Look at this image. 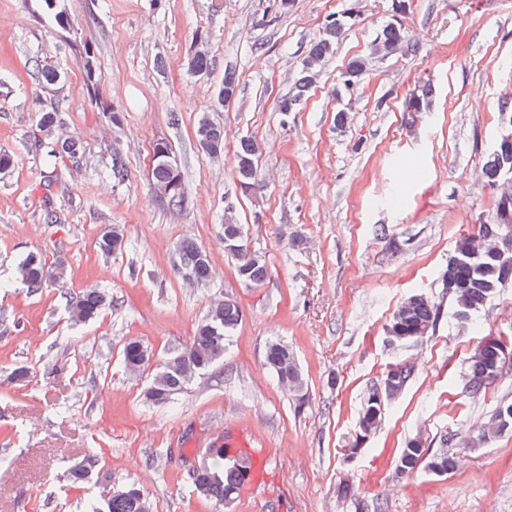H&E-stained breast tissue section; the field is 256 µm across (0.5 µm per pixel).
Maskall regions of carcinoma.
Masks as SVG:
<instances>
[{
	"label": "carcinoma",
	"instance_id": "obj_1",
	"mask_svg": "<svg viewBox=\"0 0 512 512\" xmlns=\"http://www.w3.org/2000/svg\"><path fill=\"white\" fill-rule=\"evenodd\" d=\"M408 0H392V12L397 18L384 25L376 34L369 56L350 59L340 74L343 88L350 92L357 88L362 76L368 70L371 60L389 57L397 52L415 54L419 46L409 40L404 24L398 16L407 13ZM359 16V11L351 7L339 17L330 16L323 27V34L314 41L304 57L293 89L278 102L281 112H291L307 96L311 86L320 74L325 60L333 53L336 44L344 35L347 26ZM90 51H85L83 69L84 81L91 99H100L101 73ZM215 60L207 49L195 52L188 61L193 73L205 72L213 68ZM33 78L42 87L53 86L60 82L61 73L50 66L34 64ZM223 92L237 97L239 76L235 69L224 68ZM68 106L65 100L57 99L50 107L38 111L36 145H50L47 155L55 159H67L74 170L83 166L85 149L76 136L63 137L59 130L63 126V112ZM196 136L207 156L219 160L224 155V128L202 116L196 127ZM259 148L255 140L242 139L235 151V170L239 184H248L251 191L260 188L258 171ZM512 160V142L493 152L486 161L482 174L489 186L496 191L502 190V162ZM108 176L121 183L126 176V162L117 148L112 149ZM171 174L160 164L153 162L150 186L157 200L170 209H181L186 205L185 191L177 195L164 197L160 189L168 184ZM505 221V207L497 200L493 222L481 224L475 233L462 236L448 258L441 281L448 297L457 308V315L468 319L483 310L497 289L512 280V262L506 264L490 257L496 245V238L502 232ZM235 235L232 247L226 252L236 259V274L245 284L258 287L267 277V264L263 256L249 249L244 235L243 225L237 223L230 212L224 215V236ZM124 245V237L116 225L102 229L97 239L99 250L110 255ZM179 265L184 276L198 284L205 283L210 277V260L206 252L191 241H183L177 247ZM18 277L31 291L36 292L52 286L64 284V270L60 267L51 270L46 259L40 253L27 254L18 265ZM110 303L106 293L98 289H88L73 296L68 302V315L75 324L86 323L94 319ZM441 308L421 295H413L404 300L392 314L387 325V339L392 344L417 342L435 332ZM242 311L231 300L217 301L212 304L205 318L199 322L193 336L184 350L161 362L155 367V374L146 390V398L155 404L172 402L175 395L186 389L198 375L224 358V352L230 337L242 321ZM122 361L131 373H138L150 364V352L138 339H128L122 348ZM265 361L277 376L279 382L288 387L297 396H305V382L298 368L293 352L288 345L271 342L266 346ZM512 364V346L506 348L501 341L486 337L473 351L468 365L467 391L473 396L481 394L501 375L505 364ZM394 375H385L382 383L373 386L359 411L354 449L362 447L366 439L373 434L383 419L384 407L394 399L412 376V368L405 363H396ZM512 427V403L501 406L491 419L483 425L470 444H485ZM207 459L189 475L191 484L198 494L222 507L226 501L238 498L242 486L248 481L251 471V457L242 451L228 456L224 446L206 450ZM424 464L437 475H445L455 468V459L448 452L431 453L420 441L413 439L402 449L397 459V470L409 474ZM94 459L75 466L67 471L66 481L75 487L88 481L94 466ZM87 512H151V506L145 491L135 483L120 488L107 487L101 495V502H92Z\"/></svg>",
	"mask_w": 512,
	"mask_h": 512
}]
</instances>
